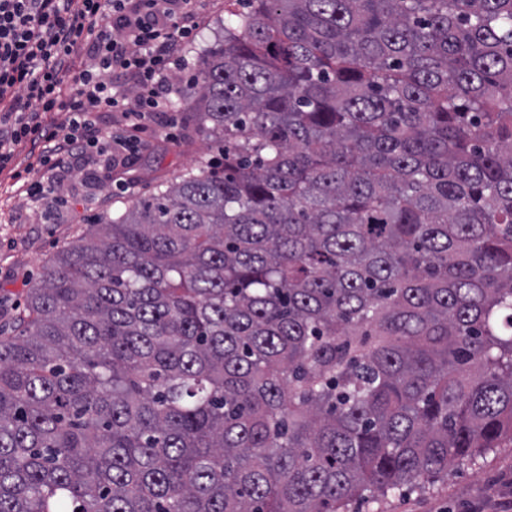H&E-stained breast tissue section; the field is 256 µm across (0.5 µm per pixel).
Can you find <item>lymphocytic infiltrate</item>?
Instances as JSON below:
<instances>
[{
    "mask_svg": "<svg viewBox=\"0 0 512 512\" xmlns=\"http://www.w3.org/2000/svg\"><path fill=\"white\" fill-rule=\"evenodd\" d=\"M196 29L194 0H0V169L27 142L41 144L50 171L68 158L105 167L113 149L138 151L170 107ZM114 110L118 134L100 126ZM48 112L67 113L65 130L45 124Z\"/></svg>",
    "mask_w": 512,
    "mask_h": 512,
    "instance_id": "obj_1",
    "label": "lymphocytic infiltrate"
}]
</instances>
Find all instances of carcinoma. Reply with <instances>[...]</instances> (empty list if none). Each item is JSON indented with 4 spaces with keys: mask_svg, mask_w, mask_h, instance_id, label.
<instances>
[{
    "mask_svg": "<svg viewBox=\"0 0 512 512\" xmlns=\"http://www.w3.org/2000/svg\"><path fill=\"white\" fill-rule=\"evenodd\" d=\"M222 169L0 339V512H346L512 444V0H241Z\"/></svg>",
    "mask_w": 512,
    "mask_h": 512,
    "instance_id": "carcinoma-1",
    "label": "carcinoma"
}]
</instances>
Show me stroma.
Masks as SVG:
<instances>
[{"label": "stroma", "instance_id": "1", "mask_svg": "<svg viewBox=\"0 0 512 512\" xmlns=\"http://www.w3.org/2000/svg\"><path fill=\"white\" fill-rule=\"evenodd\" d=\"M239 11L227 0H197L198 29L183 48L189 64H196L225 28L237 27ZM185 99V92H178L175 111L151 127L145 147L133 159L119 150L111 169L62 172L56 195L38 200L15 183L13 170H24L40 155L30 145L20 148L11 169L0 171V334L15 332V316L33 281L97 217L120 213L125 201L150 195L160 180L194 169L199 158L218 156L217 144L206 140L189 118ZM510 499L512 447L455 464L447 477L425 487L354 501L350 512H494L497 503Z\"/></svg>", "mask_w": 512, "mask_h": 512}]
</instances>
